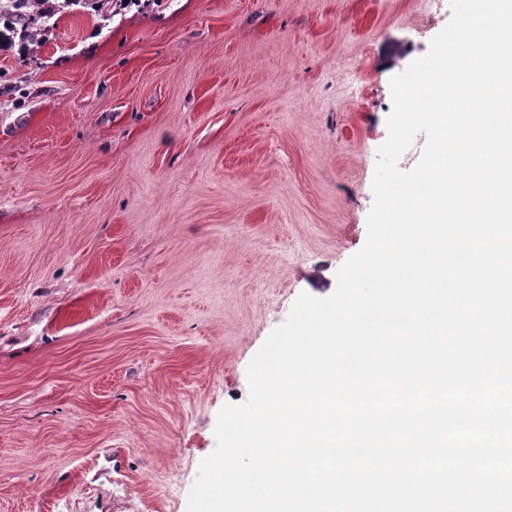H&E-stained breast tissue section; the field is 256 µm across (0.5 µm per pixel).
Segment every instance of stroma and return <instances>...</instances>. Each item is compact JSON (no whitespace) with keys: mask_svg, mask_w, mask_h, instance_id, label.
<instances>
[{"mask_svg":"<svg viewBox=\"0 0 512 512\" xmlns=\"http://www.w3.org/2000/svg\"><path fill=\"white\" fill-rule=\"evenodd\" d=\"M449 0H143L0 48V512H187L222 407L364 245Z\"/></svg>","mask_w":512,"mask_h":512,"instance_id":"stroma-1","label":"stroma"}]
</instances>
